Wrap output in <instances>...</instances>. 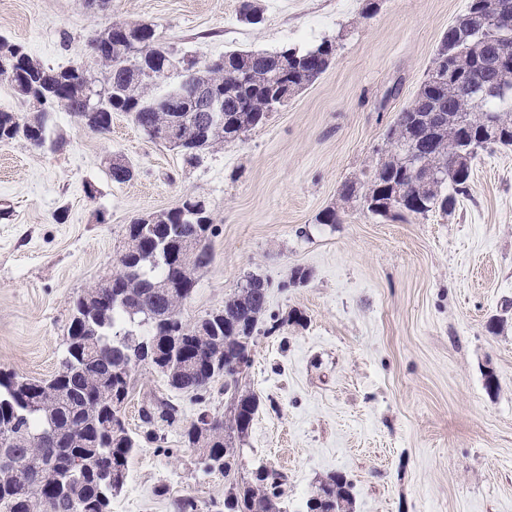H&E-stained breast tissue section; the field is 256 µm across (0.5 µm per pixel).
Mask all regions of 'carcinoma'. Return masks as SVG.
Instances as JSON below:
<instances>
[{"mask_svg":"<svg viewBox=\"0 0 512 512\" xmlns=\"http://www.w3.org/2000/svg\"><path fill=\"white\" fill-rule=\"evenodd\" d=\"M490 0H470L468 11L448 28L432 59L417 98L421 107H406L389 129V149L376 162L367 188L355 181L343 185L340 196L370 198L378 207L366 208L384 217L395 209L422 214L448 211L455 196L466 191L471 159L491 144L512 145V69L488 68L492 58L504 55L512 64V10L497 15L486 30L466 27L468 18L485 13ZM152 24L114 22L90 41L103 79L79 68L53 70L20 52L22 45L0 36V79L30 112L0 111V141L31 143L30 127L45 138L48 108L41 96L51 90L65 100L69 113L79 118L87 103L97 107L108 131L112 113L131 114L152 141L157 132L197 115L198 103L187 96L176 108L165 100L176 94V83L163 95L151 88L183 75L159 70L152 57L164 50L155 41ZM335 47L324 41L312 49H285L293 65L284 74L280 52L230 50L218 61L199 67L196 80L224 97V123L198 142L187 161L217 144L235 139L277 111L283 85L300 89L323 73L309 67L321 58L331 62ZM157 57V56H155ZM157 60H164L160 55ZM498 85L486 93L477 78ZM469 149L459 167L448 162V149ZM422 163L419 183L407 196L397 198V178L406 157ZM200 210L185 214L173 209L169 217L175 233L192 238L202 223L213 224L205 200ZM212 261L209 245L191 252L184 264L166 250L164 242L151 243L132 220L115 259L112 280H97L74 300L58 370L48 379H30L0 370V512H112L113 493L128 478L129 460L143 443L161 440L152 429L159 419L180 430L182 444L197 452L205 474L224 475V503L215 512H283L286 476L264 467L249 479L238 477L240 449L232 438L248 433L258 410L254 394L240 391L239 374L249 366L251 347L267 296L263 280L251 277L224 299V306L191 325L181 308L192 295V275ZM151 365L167 385L202 401L215 380L224 378L230 416L206 410L186 416L179 405L157 400L142 408L149 429L129 431L122 411L134 374ZM351 486L340 474L321 480L307 502V512H347Z\"/></svg>","mask_w":512,"mask_h":512,"instance_id":"carcinoma-1","label":"carcinoma"}]
</instances>
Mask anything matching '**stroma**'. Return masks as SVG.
Masks as SVG:
<instances>
[{
	"instance_id": "1",
	"label": "stroma",
	"mask_w": 512,
	"mask_h": 512,
	"mask_svg": "<svg viewBox=\"0 0 512 512\" xmlns=\"http://www.w3.org/2000/svg\"><path fill=\"white\" fill-rule=\"evenodd\" d=\"M469 0H0V35L51 69L87 67L109 23H152L163 46L209 60L248 48L304 51L332 41L329 68L265 122L186 164L116 112L104 134L52 112L44 146L0 142V368L49 378L73 297L112 268L131 220L204 199L213 260L196 274L187 322L222 308L256 275L268 287L242 391L260 406L239 473L288 477L287 512H306L333 473L350 512H512V146L472 162L449 212L377 217L344 202L366 180L398 112L415 99L443 34ZM133 165L114 182V158ZM337 224L318 223L329 207ZM310 277L290 284L292 270ZM187 415L229 411L216 380L204 405L142 368L125 407L133 432L149 398ZM170 455L147 446L112 512H174L224 498L177 427ZM167 495H157L159 485Z\"/></svg>"
}]
</instances>
